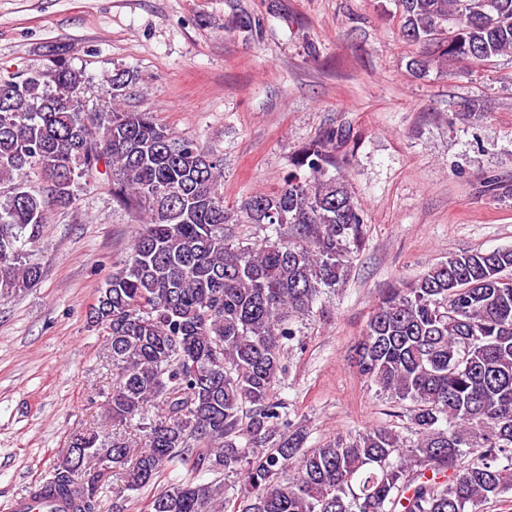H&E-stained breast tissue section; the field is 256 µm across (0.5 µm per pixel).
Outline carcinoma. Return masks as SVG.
Listing matches in <instances>:
<instances>
[{
	"mask_svg": "<svg viewBox=\"0 0 512 512\" xmlns=\"http://www.w3.org/2000/svg\"><path fill=\"white\" fill-rule=\"evenodd\" d=\"M396 7L402 37L433 46L407 63L418 77L512 52V0ZM133 80L108 77V99L87 112L85 77L63 49L42 69L0 78V297L40 279L23 248L99 164L112 200L143 225L91 319L112 360V426L145 433L146 447L78 432L26 499L100 512L103 474L92 460L107 451L128 490L177 464L238 479L231 497L222 480L174 483L147 512H480L511 491L512 247L448 255L368 320L357 363L408 404L404 432L376 426L305 449L275 387L298 323L345 283L362 242L364 211L345 176L329 174L342 132L304 148L278 189L229 208L220 160L153 113L120 107ZM244 223L271 235L252 246L224 234Z\"/></svg>",
	"mask_w": 512,
	"mask_h": 512,
	"instance_id": "1",
	"label": "carcinoma"
}]
</instances>
